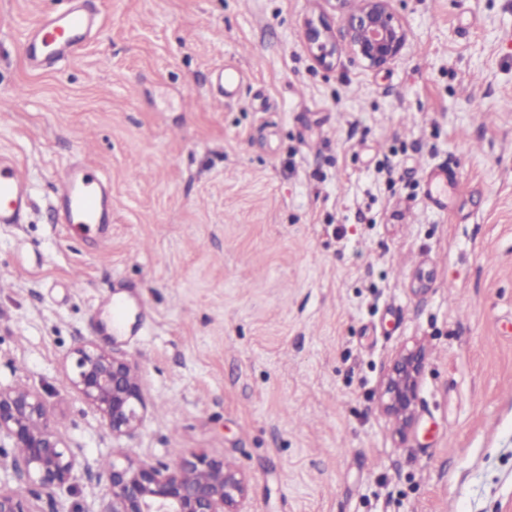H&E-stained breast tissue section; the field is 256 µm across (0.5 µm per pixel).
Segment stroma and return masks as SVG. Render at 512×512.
Listing matches in <instances>:
<instances>
[{
    "label": "stroma",
    "instance_id": "obj_1",
    "mask_svg": "<svg viewBox=\"0 0 512 512\" xmlns=\"http://www.w3.org/2000/svg\"><path fill=\"white\" fill-rule=\"evenodd\" d=\"M91 5L99 36L36 73L21 35L58 0H0V152L33 198L0 224V385L40 394L76 459L71 489H26L33 512H109L117 450L235 466L243 512H512V0H392L408 37L381 69L324 0ZM227 62L245 78L217 104ZM75 161L112 184L85 237L51 209ZM89 341L138 368L131 434L66 378ZM417 345L402 435L378 396ZM307 40L311 46L316 48L315 56L318 62L324 66L330 65V60L335 52V47L330 39L319 29L309 27L307 29ZM425 195L431 205L437 209L448 208V189H455L456 182L447 167L430 168L425 172Z\"/></svg>",
    "mask_w": 512,
    "mask_h": 512
}]
</instances>
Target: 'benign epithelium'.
<instances>
[{
	"mask_svg": "<svg viewBox=\"0 0 512 512\" xmlns=\"http://www.w3.org/2000/svg\"><path fill=\"white\" fill-rule=\"evenodd\" d=\"M344 13L343 37L369 67L380 69L393 62L407 41V32L393 12L391 0H363L357 11L347 0H325ZM316 58L330 64L335 47L319 29H307ZM70 379L81 397L119 438L135 431L145 408L137 369L109 351L85 344L73 350ZM424 353L420 348L399 354L380 394L383 411L399 425L414 422L413 406L420 386ZM10 444L25 452L12 457L10 468L18 482L41 489L71 488L76 462L62 446L43 398L29 390L0 386V447ZM111 512H241L248 487L243 473L215 459L193 454L174 465L146 464L112 456L108 471ZM0 479V512H32L22 489H10Z\"/></svg>",
	"mask_w": 512,
	"mask_h": 512,
	"instance_id": "benign-epithelium-1",
	"label": "benign epithelium"
}]
</instances>
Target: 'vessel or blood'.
<instances>
[{
  "label": "vessel or blood",
  "mask_w": 512,
  "mask_h": 512,
  "mask_svg": "<svg viewBox=\"0 0 512 512\" xmlns=\"http://www.w3.org/2000/svg\"><path fill=\"white\" fill-rule=\"evenodd\" d=\"M101 29L96 10L86 0H63L62 8L42 17L22 37V51L29 68L47 72L76 56ZM425 195L431 205L443 210L448 192L456 182L447 168L425 173ZM31 190L14 158L0 153V224H22L29 216ZM59 224L67 233L90 231L112 221V187L108 179L82 164L68 167L52 202Z\"/></svg>",
  "instance_id": "obj_1"
}]
</instances>
